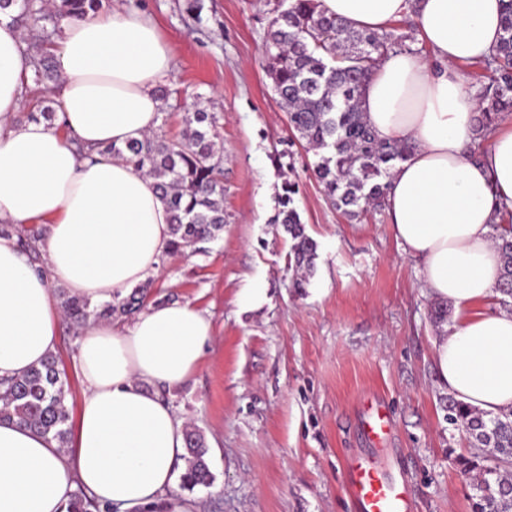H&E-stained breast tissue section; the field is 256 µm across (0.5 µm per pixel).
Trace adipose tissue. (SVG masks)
I'll return each instance as SVG.
<instances>
[{
  "instance_id": "1",
  "label": "adipose tissue",
  "mask_w": 512,
  "mask_h": 512,
  "mask_svg": "<svg viewBox=\"0 0 512 512\" xmlns=\"http://www.w3.org/2000/svg\"><path fill=\"white\" fill-rule=\"evenodd\" d=\"M326 15L359 30L412 16L433 61L390 52L367 84L362 109L377 137L410 140L391 172L386 208L395 238L419 260L430 296L454 308L435 345L441 382L459 401L512 410V312L480 310L497 288L492 224L512 208V121L472 160L478 102L460 63L489 53L502 34L503 0H319ZM0 10V222L48 227L46 272L14 239L0 237V377L54 352L61 301L54 293L112 302L158 274L169 213L153 178L125 159L91 162L76 144L124 146L156 129L157 94L173 51L144 13L117 6L66 20L54 49L61 76L58 119L18 116L32 66L13 21ZM83 398L71 448L16 422L0 421V512H66L84 490L114 512H192L171 494L183 427L161 389L197 369L211 324L187 303L149 305L130 325L89 319L80 330Z\"/></svg>"
}]
</instances>
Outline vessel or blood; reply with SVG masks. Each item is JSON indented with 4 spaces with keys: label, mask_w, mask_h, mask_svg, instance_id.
<instances>
[{
    "label": "vessel or blood",
    "mask_w": 512,
    "mask_h": 512,
    "mask_svg": "<svg viewBox=\"0 0 512 512\" xmlns=\"http://www.w3.org/2000/svg\"><path fill=\"white\" fill-rule=\"evenodd\" d=\"M389 418L384 407L367 414L362 430L377 442L386 434ZM345 489L353 512H414L413 500L404 477L395 476L392 464H378L357 457L345 469Z\"/></svg>",
    "instance_id": "b4317fda"
}]
</instances>
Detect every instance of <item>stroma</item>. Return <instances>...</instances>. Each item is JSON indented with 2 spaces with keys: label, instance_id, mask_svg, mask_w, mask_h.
I'll return each instance as SVG.
<instances>
[{
  "label": "stroma",
  "instance_id": "obj_1",
  "mask_svg": "<svg viewBox=\"0 0 512 512\" xmlns=\"http://www.w3.org/2000/svg\"><path fill=\"white\" fill-rule=\"evenodd\" d=\"M146 12L174 50L170 91L156 134L179 136L202 103L219 118L224 155V232L200 250L165 258L150 279L151 300L187 303L211 324L191 378L166 399L205 435L211 487L181 491L193 512H353L343 486L354 457L385 456L399 466L415 512H472L482 461L448 420L438 377L433 317L417 260L394 237L386 213L352 221L311 175L312 154L292 136L262 67L265 32L281 0H121ZM299 185L297 207L317 244L303 288L293 285L291 238L276 224L284 181ZM264 278L268 300L240 297ZM79 339L62 322L56 351L76 409ZM389 412L385 438L360 432L370 406Z\"/></svg>",
  "mask_w": 512,
  "mask_h": 512
}]
</instances>
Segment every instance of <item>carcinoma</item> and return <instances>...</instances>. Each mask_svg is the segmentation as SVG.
Returning <instances> with one entry per match:
<instances>
[{"label":"carcinoma","mask_w":512,"mask_h":512,"mask_svg":"<svg viewBox=\"0 0 512 512\" xmlns=\"http://www.w3.org/2000/svg\"><path fill=\"white\" fill-rule=\"evenodd\" d=\"M102 8L103 0H54L52 9L45 11L41 0H20V23L45 21L52 26L43 39L26 42L25 49L35 80L44 90H50V84L58 80L51 35L60 31L61 20L83 19ZM502 24L498 45L476 62L490 73V81L479 91L481 107L473 124V138L482 140L483 145L472 153L475 159L487 151L485 143L499 121L512 113V0L504 5ZM400 45L402 37L392 32L357 30L340 18L326 16L319 0H289L287 8L276 10L265 33L263 68L288 114L289 128L316 157L311 168L325 196L351 218L384 210L391 169L415 149L411 141L387 143L378 139L361 109L365 85L379 60ZM218 138L216 114L197 106L186 117L177 140L146 135L128 142L123 150L108 146L95 152L126 155L138 170L157 181L170 214L171 255L215 240L224 231V168ZM298 193L297 183L283 182L275 223L290 235L295 287L302 288L306 274L314 268L317 244L306 234L294 206ZM493 226L502 264L498 291L506 304L512 299V210L503 207L501 221ZM146 297L147 289L142 286L99 309H89L86 299L68 297L63 299L62 308L74 326L82 327L91 316L110 319L114 314H134L143 308ZM67 394L60 360L51 353L38 366L0 378V419L14 420L49 435L64 449L70 435ZM448 421L467 432L473 447L492 449L497 460L480 468L475 512H512V498L486 493L490 488L512 485V414L490 416L453 400L448 405ZM184 435L180 487L192 491L197 486H211L214 475L207 462L204 435L188 425ZM66 512H111V508L101 506L79 489Z\"/></svg>","instance_id":"carcinoma-1"}]
</instances>
